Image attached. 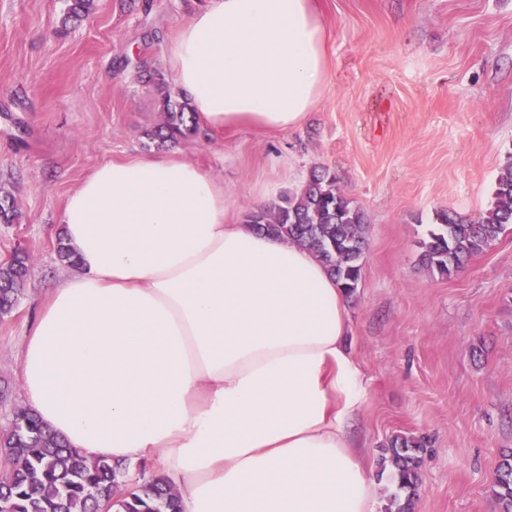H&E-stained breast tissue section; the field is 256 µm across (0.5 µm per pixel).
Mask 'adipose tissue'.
I'll return each instance as SVG.
<instances>
[{"label": "adipose tissue", "mask_w": 512, "mask_h": 512, "mask_svg": "<svg viewBox=\"0 0 512 512\" xmlns=\"http://www.w3.org/2000/svg\"><path fill=\"white\" fill-rule=\"evenodd\" d=\"M326 44L314 0H210L169 62L207 129L286 133L322 96ZM229 205L171 154L96 167L62 215L79 271L21 347L26 406L87 458L152 461L182 512H375L348 298Z\"/></svg>", "instance_id": "obj_1"}]
</instances>
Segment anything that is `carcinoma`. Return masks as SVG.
<instances>
[{
    "label": "carcinoma",
    "mask_w": 512,
    "mask_h": 512,
    "mask_svg": "<svg viewBox=\"0 0 512 512\" xmlns=\"http://www.w3.org/2000/svg\"><path fill=\"white\" fill-rule=\"evenodd\" d=\"M140 77L160 92L163 122L145 132L149 140L162 147L197 131L196 112L185 96L166 87L164 79L145 63ZM435 219L421 242V263L433 273L451 277L512 224V155L498 179L495 202L476 220L466 222L446 211L436 213ZM18 220L14 200L0 197V223ZM244 223L314 253L346 294L358 288L367 246L366 216L341 192L336 176L328 170H312L300 192L274 207L247 214ZM29 271L25 253L0 265V317L17 307ZM425 448L426 441L415 437L396 435L389 441L383 463L391 469L395 491L385 512H412ZM0 449L6 458L0 506L9 512H97L105 500L115 512H178L176 489L161 477L127 497L116 496L125 467L80 455L25 406L15 408L8 428L0 433ZM491 492L500 512H512L511 454L500 463Z\"/></svg>",
    "instance_id": "cac0c4a2"
}]
</instances>
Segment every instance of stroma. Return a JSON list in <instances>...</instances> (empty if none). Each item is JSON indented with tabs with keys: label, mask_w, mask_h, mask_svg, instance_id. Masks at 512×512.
<instances>
[{
	"label": "stroma",
	"mask_w": 512,
	"mask_h": 512,
	"mask_svg": "<svg viewBox=\"0 0 512 512\" xmlns=\"http://www.w3.org/2000/svg\"><path fill=\"white\" fill-rule=\"evenodd\" d=\"M208 0H0V264L24 251L31 273L0 318V432L23 405L20 347L47 293L75 275L56 251L67 196L98 165L155 152L162 116L146 61L166 81L174 31ZM330 66L322 97L288 133L199 129L170 153L223 182L228 219L253 190L298 191L335 173L369 224L349 300L347 346L364 392L350 432L378 469L396 434L430 441L414 512H499L491 482L512 452V226L463 271L419 261L435 214L475 219L512 154V0H316Z\"/></svg>",
	"instance_id": "obj_1"
}]
</instances>
